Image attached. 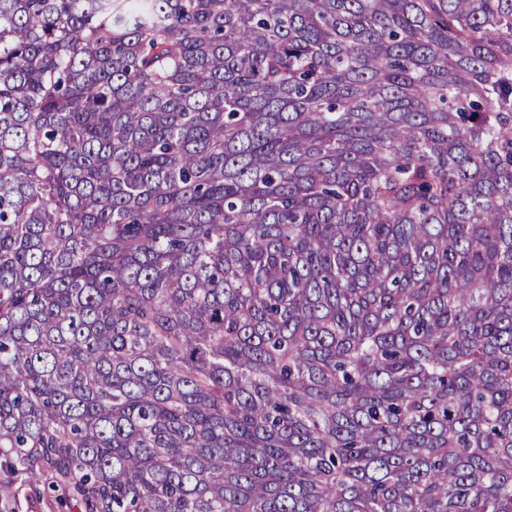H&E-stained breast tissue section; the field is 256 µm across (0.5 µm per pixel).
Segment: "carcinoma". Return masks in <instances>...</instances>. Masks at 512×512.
<instances>
[{"label":"carcinoma","instance_id":"carcinoma-1","mask_svg":"<svg viewBox=\"0 0 512 512\" xmlns=\"http://www.w3.org/2000/svg\"><path fill=\"white\" fill-rule=\"evenodd\" d=\"M512 512V0H0V512Z\"/></svg>","mask_w":512,"mask_h":512}]
</instances>
